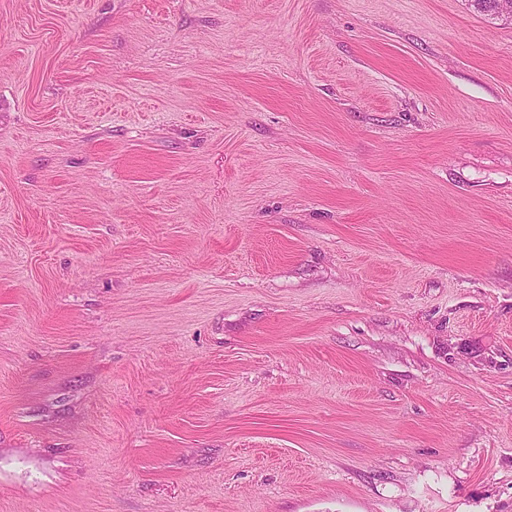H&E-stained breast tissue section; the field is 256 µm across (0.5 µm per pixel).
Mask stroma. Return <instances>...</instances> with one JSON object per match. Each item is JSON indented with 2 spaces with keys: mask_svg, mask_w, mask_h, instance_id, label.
<instances>
[{
  "mask_svg": "<svg viewBox=\"0 0 512 512\" xmlns=\"http://www.w3.org/2000/svg\"><path fill=\"white\" fill-rule=\"evenodd\" d=\"M0 512H512V22L0 0Z\"/></svg>",
  "mask_w": 512,
  "mask_h": 512,
  "instance_id": "1",
  "label": "stroma"
}]
</instances>
